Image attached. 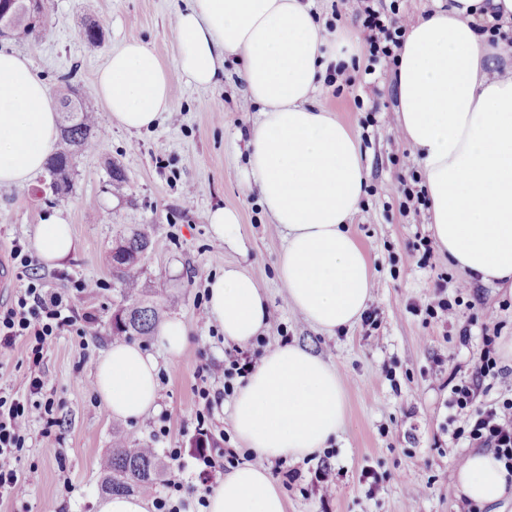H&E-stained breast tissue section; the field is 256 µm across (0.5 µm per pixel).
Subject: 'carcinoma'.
Here are the masks:
<instances>
[{
  "label": "carcinoma",
  "instance_id": "1",
  "mask_svg": "<svg viewBox=\"0 0 512 512\" xmlns=\"http://www.w3.org/2000/svg\"><path fill=\"white\" fill-rule=\"evenodd\" d=\"M100 128L97 112L90 103H80L79 111L63 114L61 148L47 163L50 175L60 176L55 191L70 188L77 151L95 146ZM151 243L145 229H137L116 241L105 256L112 268V279L119 285L120 300L112 313V338L153 335L160 317L156 304L148 298V290L140 281V259ZM104 473L102 490L111 494L149 492L160 481L163 463L155 449L133 448L127 438L116 435L112 453L101 462Z\"/></svg>",
  "mask_w": 512,
  "mask_h": 512
}]
</instances>
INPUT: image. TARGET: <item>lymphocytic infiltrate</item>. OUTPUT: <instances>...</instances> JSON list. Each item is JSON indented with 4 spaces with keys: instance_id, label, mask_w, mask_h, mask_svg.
<instances>
[{
    "instance_id": "f902f5d3",
    "label": "lymphocytic infiltrate",
    "mask_w": 512,
    "mask_h": 512,
    "mask_svg": "<svg viewBox=\"0 0 512 512\" xmlns=\"http://www.w3.org/2000/svg\"><path fill=\"white\" fill-rule=\"evenodd\" d=\"M351 6L356 23L364 33L365 47L373 61L390 60L402 47L406 29L396 17L397 5H385L383 0H340ZM96 337L97 321L89 316H77L71 303L61 296L45 291L39 277H32L13 304L0 307V354L12 351L17 340L27 339L29 358L33 366L24 379L23 395L0 394V500L24 496L35 481L34 474L20 473L16 463L24 446V431L31 417L42 419L46 427L57 426L50 405L41 403L40 395L47 386L39 364L47 340L62 332ZM501 331L496 326L481 330L482 349L469 374H462L457 363L448 365V405L463 414L462 426L453 432L454 439L467 440L470 447L492 449L507 472L512 473V400L487 404L481 397L486 393L485 381L497 376L499 368L498 341ZM265 343L256 338L245 345H236L228 352L224 363H208L200 369L201 384L196 389L199 403L213 411L235 392L236 379L248 378L255 369V359L264 355ZM219 377L221 387L211 384ZM203 447L194 449L198 465L188 478L170 480L163 492L154 497L155 512H181L187 500H194L197 512L207 506V497L216 475L236 467L239 458L223 441L213 438L208 429L199 428Z\"/></svg>"
}]
</instances>
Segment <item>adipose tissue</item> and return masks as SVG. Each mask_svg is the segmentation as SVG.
Returning <instances> with one entry per match:
<instances>
[{"label":"adipose tissue","instance_id":"adipose-tissue-1","mask_svg":"<svg viewBox=\"0 0 512 512\" xmlns=\"http://www.w3.org/2000/svg\"><path fill=\"white\" fill-rule=\"evenodd\" d=\"M498 7L512 19V0H457L412 22L397 56L396 125L420 157L430 229L449 260L484 283L512 289V76L496 75L503 45H490L479 21ZM182 74L210 87L225 54L242 65L245 102L260 118L247 141L246 184L283 236L278 273L292 309L335 333L362 315L374 287L348 221L366 194L357 137L312 104L329 63L358 53L348 31H328L309 0H191L173 26ZM112 124L142 131L172 106L170 77L144 43L112 51L94 86ZM59 138L44 82L28 60L0 50V187L41 171ZM35 248L55 267L74 248L58 214L38 224ZM207 313L225 340L258 336L268 307L248 274L225 269L207 284ZM105 408L141 418L158 400V363L139 346L113 343L95 369ZM233 428L257 460L225 472L207 512H286L266 465L325 448L344 415L335 370L308 348L275 347L232 399ZM466 501L492 504L507 490V471L493 451L470 452L457 467Z\"/></svg>","mask_w":512,"mask_h":512}]
</instances>
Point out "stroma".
Wrapping results in <instances>:
<instances>
[{"mask_svg":"<svg viewBox=\"0 0 512 512\" xmlns=\"http://www.w3.org/2000/svg\"><path fill=\"white\" fill-rule=\"evenodd\" d=\"M185 0H56L55 12L38 40H5L0 47L25 56L33 73L57 95L63 76L93 99L94 82L112 50L137 39L159 58L171 80L172 107L164 121L147 131H128L103 121L94 150L79 154L71 188L57 196L47 172L22 185L0 187V251L20 244L33 250L35 230L45 215L57 213L70 224L74 252L60 266L35 261L16 268L15 281L0 289V304H11L30 276L41 277L49 292L70 299L79 314L99 324L96 340L74 333L53 337L44 347L41 370L49 384L45 398L53 403L61 424L44 434L38 419L27 428L18 469L36 471L37 480L20 498L0 502V512H41L55 502L59 512H98L102 499L100 458L112 450V429L136 445H146L167 415V445L189 446L200 410L196 387L206 362L224 359L219 331L199 323L209 276L236 266L263 288L269 318L262 336L269 346L297 343L317 354L336 371L344 391V419L330 444L329 463L339 494L321 507L311 490L318 456L287 459L301 478L283 488L286 512H468L455 478V465L467 453L464 441L446 428L455 413L445 401L449 362L470 369L481 348L483 324L502 323L501 342L512 345V294L481 285L482 307H459L451 324L427 316L436 305L438 275L470 281L447 254L434 252L429 265L419 263L413 248L429 236L427 207H405L399 181L419 174L418 157L395 125L396 95L383 64L360 52L343 71L328 72L314 103L334 114L359 139L368 171L366 195L350 224L364 250L374 280L367 309L372 324L328 334L293 312L278 277L283 248L256 195L243 190L247 133L258 119L257 106H244V82L234 55L224 57V70L208 88L189 84L177 69L171 35L175 15ZM95 23L103 46L85 49L81 32ZM123 168V189L109 183V163ZM236 209L238 238L219 240L208 214L215 208ZM149 225L152 242L141 266V283L152 289L163 319L177 318L188 327L187 343L170 356L157 336L133 342L158 361L159 397L155 410L135 421L115 422L94 385L98 359L112 343L110 323L116 293L112 271L102 259L113 241L133 228ZM87 282L76 292L75 282ZM472 321L473 339L461 345L462 322ZM378 479L366 494L363 472Z\"/></svg>","mask_w":512,"mask_h":512,"instance_id":"stroma-1","label":"stroma"}]
</instances>
